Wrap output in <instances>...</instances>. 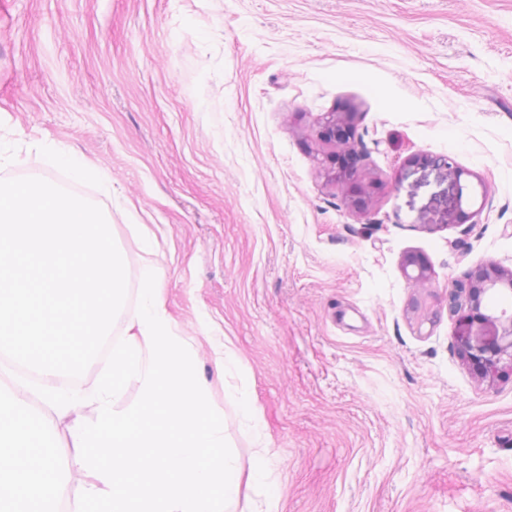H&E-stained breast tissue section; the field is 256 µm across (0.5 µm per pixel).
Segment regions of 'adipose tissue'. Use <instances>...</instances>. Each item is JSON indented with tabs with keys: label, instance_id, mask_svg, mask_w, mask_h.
<instances>
[{
	"label": "adipose tissue",
	"instance_id": "obj_1",
	"mask_svg": "<svg viewBox=\"0 0 512 512\" xmlns=\"http://www.w3.org/2000/svg\"><path fill=\"white\" fill-rule=\"evenodd\" d=\"M216 369L227 376L228 384L224 391L230 400L244 404L245 410L242 421L252 428L256 434L258 448L253 454V460L248 472V483L257 485L266 481L270 475L272 452L261 426V412L253 404L251 394L245 384L237 383L236 378L242 373V368L231 350H223L214 360Z\"/></svg>",
	"mask_w": 512,
	"mask_h": 512
}]
</instances>
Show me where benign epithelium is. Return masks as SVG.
Segmentation results:
<instances>
[{
    "label": "benign epithelium",
    "mask_w": 512,
    "mask_h": 512,
    "mask_svg": "<svg viewBox=\"0 0 512 512\" xmlns=\"http://www.w3.org/2000/svg\"><path fill=\"white\" fill-rule=\"evenodd\" d=\"M348 121L350 116L341 112H328L317 118L323 140L336 142V126ZM403 271L414 287L428 280L427 267L413 255L405 258ZM489 295L512 297V270L492 263L481 264L469 273L466 281L453 284L448 291V312L456 318L458 348L485 376L499 373L505 359L512 364V316L481 312Z\"/></svg>",
    "instance_id": "obj_1"
}]
</instances>
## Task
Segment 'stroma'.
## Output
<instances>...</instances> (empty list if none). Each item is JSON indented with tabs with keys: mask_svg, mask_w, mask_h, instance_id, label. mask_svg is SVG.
<instances>
[{
	"mask_svg": "<svg viewBox=\"0 0 512 512\" xmlns=\"http://www.w3.org/2000/svg\"><path fill=\"white\" fill-rule=\"evenodd\" d=\"M326 112L363 154L346 191ZM48 141L107 174L73 192L128 305L161 271L247 465L215 348L241 363L275 453L252 512H512V370L477 375L448 313L512 269V0H0V179L52 178Z\"/></svg>",
	"mask_w": 512,
	"mask_h": 512,
	"instance_id": "obj_1",
	"label": "stroma"
}]
</instances>
